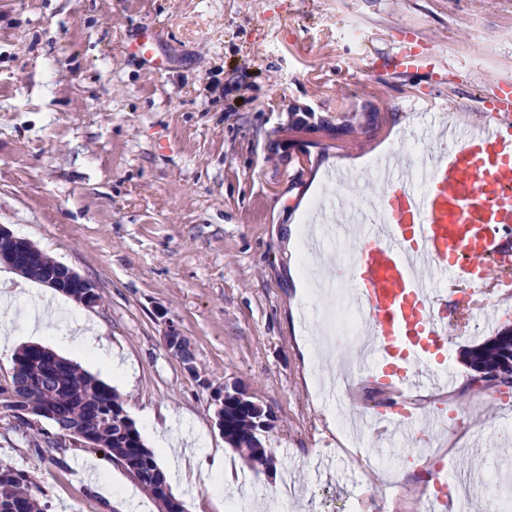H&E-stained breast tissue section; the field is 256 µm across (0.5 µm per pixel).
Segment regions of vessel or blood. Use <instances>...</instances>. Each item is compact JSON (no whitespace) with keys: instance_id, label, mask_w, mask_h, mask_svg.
<instances>
[{"instance_id":"vessel-or-blood-1","label":"vessel or blood","mask_w":512,"mask_h":512,"mask_svg":"<svg viewBox=\"0 0 512 512\" xmlns=\"http://www.w3.org/2000/svg\"><path fill=\"white\" fill-rule=\"evenodd\" d=\"M512 98L502 97L480 126L429 128L439 147L420 171L388 168L351 257L350 298L373 341L365 371L389 372L402 357L399 384L421 388L451 382L428 367L445 354L448 291L470 292L498 279L491 259L512 227Z\"/></svg>"}]
</instances>
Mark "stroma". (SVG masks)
Masks as SVG:
<instances>
[{
    "instance_id": "stroma-1",
    "label": "stroma",
    "mask_w": 512,
    "mask_h": 512,
    "mask_svg": "<svg viewBox=\"0 0 512 512\" xmlns=\"http://www.w3.org/2000/svg\"><path fill=\"white\" fill-rule=\"evenodd\" d=\"M144 27L164 68L130 51ZM400 45L444 70L398 73ZM499 82L512 83V0H0V224L99 294L74 309L41 283L11 295L0 384L12 351L35 342L112 386L147 448L157 431L177 436L184 483L170 490L186 512H497L512 390L472 384L461 364L485 334L449 329L438 365L452 387L400 397L356 376L319 394L328 367L305 354L294 315L309 310L317 335L330 302L296 303L294 280L334 275L355 249L302 248L328 169L353 171L344 199L357 203L404 126L481 122ZM79 322L99 327L119 374L71 342ZM171 325L196 374L167 348ZM234 383L274 417L269 469H250L216 426L213 393ZM385 399L448 423L369 424L362 453H340L324 407ZM56 437L49 420L27 430L0 413V463L29 476L42 512H159L103 450ZM204 451L223 454L231 482L203 468Z\"/></svg>"
}]
</instances>
